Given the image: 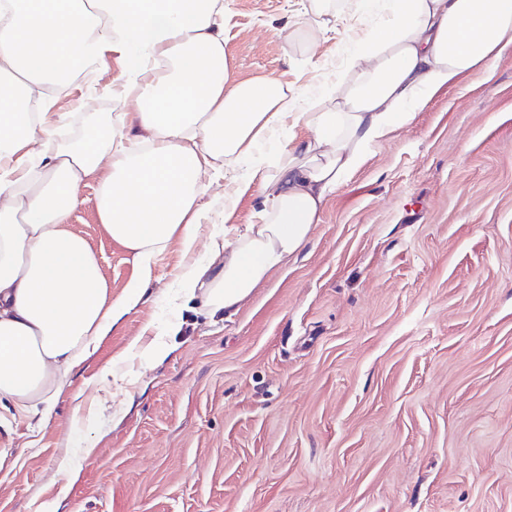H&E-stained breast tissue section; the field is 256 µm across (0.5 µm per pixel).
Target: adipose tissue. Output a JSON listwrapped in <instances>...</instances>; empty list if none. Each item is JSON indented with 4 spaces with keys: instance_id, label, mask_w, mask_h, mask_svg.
<instances>
[{
    "instance_id": "1",
    "label": "adipose tissue",
    "mask_w": 512,
    "mask_h": 512,
    "mask_svg": "<svg viewBox=\"0 0 512 512\" xmlns=\"http://www.w3.org/2000/svg\"><path fill=\"white\" fill-rule=\"evenodd\" d=\"M376 6L382 26L312 99L273 78L230 84L224 0H0L1 410L46 423L72 370L147 299L172 240L188 258L175 301L212 319L235 312L297 255L373 144L512 44V0H342L340 13ZM109 51L123 64L111 120L43 155L53 96ZM100 170V221L142 270L116 299L68 224ZM220 182L225 211L252 189L258 210L243 231L204 238Z\"/></svg>"
}]
</instances>
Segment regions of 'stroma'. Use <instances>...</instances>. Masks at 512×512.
<instances>
[{
	"label": "stroma",
	"mask_w": 512,
	"mask_h": 512,
	"mask_svg": "<svg viewBox=\"0 0 512 512\" xmlns=\"http://www.w3.org/2000/svg\"><path fill=\"white\" fill-rule=\"evenodd\" d=\"M299 0H224L230 82L275 78L319 94L380 19L330 20L308 46ZM122 70L106 53L54 97L78 138ZM100 177L73 230L113 296L139 269L105 232ZM217 224L244 228L253 194ZM172 242L149 301L77 368L42 427L0 430V512H512V45L435 91L330 195L288 265L221 320L169 298ZM171 337L154 365L115 356ZM133 403L93 410L108 366ZM68 469H61V461Z\"/></svg>",
	"instance_id": "35a3bbf8"
}]
</instances>
